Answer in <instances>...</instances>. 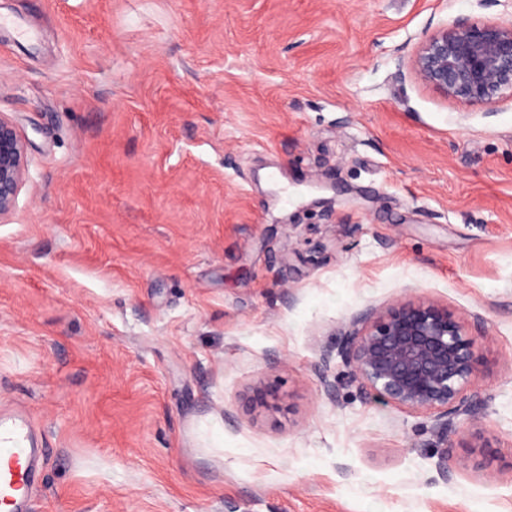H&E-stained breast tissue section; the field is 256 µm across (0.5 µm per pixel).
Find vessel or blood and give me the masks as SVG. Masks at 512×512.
<instances>
[{"instance_id":"obj_1","label":"vessel or blood","mask_w":512,"mask_h":512,"mask_svg":"<svg viewBox=\"0 0 512 512\" xmlns=\"http://www.w3.org/2000/svg\"><path fill=\"white\" fill-rule=\"evenodd\" d=\"M32 432L17 419L0 420V505L8 512H28L32 494L41 480Z\"/></svg>"}]
</instances>
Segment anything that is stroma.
Segmentation results:
<instances>
[{
  "mask_svg": "<svg viewBox=\"0 0 512 512\" xmlns=\"http://www.w3.org/2000/svg\"><path fill=\"white\" fill-rule=\"evenodd\" d=\"M462 17L512 0H0L28 165L0 416L47 448L33 512H512V101L411 65ZM418 301L484 361L444 477L434 414L338 355Z\"/></svg>",
  "mask_w": 512,
  "mask_h": 512,
  "instance_id": "obj_1",
  "label": "stroma"
}]
</instances>
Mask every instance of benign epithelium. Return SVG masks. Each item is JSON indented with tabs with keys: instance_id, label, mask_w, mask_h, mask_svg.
Returning a JSON list of instances; mask_svg holds the SVG:
<instances>
[{
	"instance_id": "1",
	"label": "benign epithelium",
	"mask_w": 512,
	"mask_h": 512,
	"mask_svg": "<svg viewBox=\"0 0 512 512\" xmlns=\"http://www.w3.org/2000/svg\"><path fill=\"white\" fill-rule=\"evenodd\" d=\"M415 75L467 107L512 98V22L457 19L429 35L412 59ZM27 174L26 145L0 116V220L14 211ZM340 355L361 384L394 403L436 414L443 444L454 419L473 414L467 388L483 360L475 337L448 308L406 302L378 312L365 330L344 334Z\"/></svg>"
}]
</instances>
